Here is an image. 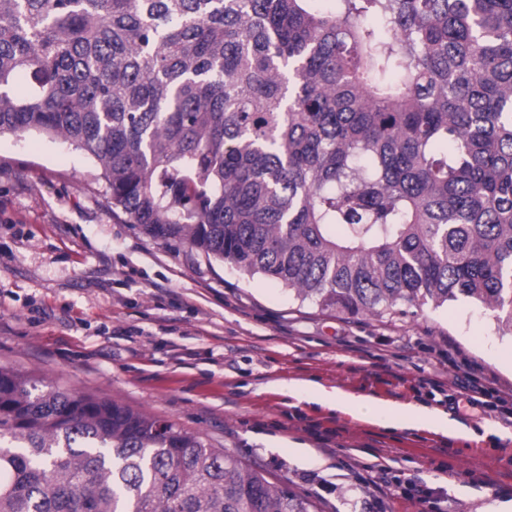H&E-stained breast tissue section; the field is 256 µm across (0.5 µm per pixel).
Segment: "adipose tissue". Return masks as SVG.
<instances>
[{
  "mask_svg": "<svg viewBox=\"0 0 512 512\" xmlns=\"http://www.w3.org/2000/svg\"><path fill=\"white\" fill-rule=\"evenodd\" d=\"M334 404L341 411L356 410L370 418L372 422L391 427L402 419L410 418L419 425L441 429L448 420L441 414L424 407L397 405L386 401L358 397L345 392H337Z\"/></svg>",
  "mask_w": 512,
  "mask_h": 512,
  "instance_id": "ef3b65f1",
  "label": "adipose tissue"
}]
</instances>
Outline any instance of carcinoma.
Masks as SVG:
<instances>
[{"mask_svg": "<svg viewBox=\"0 0 512 512\" xmlns=\"http://www.w3.org/2000/svg\"><path fill=\"white\" fill-rule=\"evenodd\" d=\"M333 2L0 0V136L63 138L113 216L302 302L465 299L512 335V0ZM312 508L193 431L0 366V512Z\"/></svg>", "mask_w": 512, "mask_h": 512, "instance_id": "cac0c4a2", "label": "carcinoma"}]
</instances>
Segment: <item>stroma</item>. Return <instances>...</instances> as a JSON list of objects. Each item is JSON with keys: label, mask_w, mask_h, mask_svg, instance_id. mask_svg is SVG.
Instances as JSON below:
<instances>
[{"label": "stroma", "mask_w": 512, "mask_h": 512, "mask_svg": "<svg viewBox=\"0 0 512 512\" xmlns=\"http://www.w3.org/2000/svg\"><path fill=\"white\" fill-rule=\"evenodd\" d=\"M108 198L69 142L0 136V365L195 431L315 512L512 507V414L454 387L471 374L512 400V337L482 307L324 310L122 223ZM295 380L425 405L469 432L387 429L290 396ZM399 479L440 494H382Z\"/></svg>", "instance_id": "35a3bbf8"}]
</instances>
